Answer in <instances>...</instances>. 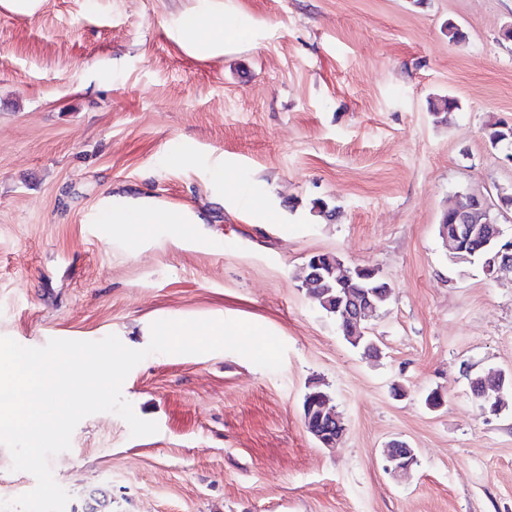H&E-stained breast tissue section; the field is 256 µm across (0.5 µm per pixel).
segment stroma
Segmentation results:
<instances>
[{"instance_id":"35a3bbf8","label":"stroma","mask_w":512,"mask_h":512,"mask_svg":"<svg viewBox=\"0 0 512 512\" xmlns=\"http://www.w3.org/2000/svg\"><path fill=\"white\" fill-rule=\"evenodd\" d=\"M188 12L223 14V44L188 46ZM511 24L512 0H0V337L143 349L156 321L224 319L287 347L277 370L148 356L122 393L157 433L84 418L50 461L65 512H512V393L493 415L471 391L512 373V271L438 235L458 195L512 189L486 137L512 125ZM440 96L460 104L443 123ZM109 195L198 221L130 236L98 223ZM319 253L390 285L379 357L302 288ZM314 381L346 425L334 448L304 423ZM393 440L417 458L403 478ZM387 470L393 476H404L408 474L416 462L413 448L403 441H393L385 448Z\"/></svg>"}]
</instances>
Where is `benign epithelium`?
Listing matches in <instances>:
<instances>
[{
  "mask_svg": "<svg viewBox=\"0 0 512 512\" xmlns=\"http://www.w3.org/2000/svg\"><path fill=\"white\" fill-rule=\"evenodd\" d=\"M491 209L483 195L470 193L459 200L444 213L442 236L444 247L449 257L455 262L470 260V242H477L478 248H491L492 256L487 260L484 270L487 276L494 278L505 269L512 270V239H503V230L496 222L488 221L484 224L471 223V215L478 210L486 213ZM336 311L341 313L342 330L355 340L365 333L362 327L364 321L375 313V305L369 299L366 289L341 291L336 296ZM305 423L312 421L323 427V431L315 434V438L325 447L333 448L341 440L335 435L334 426L342 422L340 415L328 403L321 406L307 407L304 414ZM387 470L394 476L408 474L416 462L414 450L403 441H393L385 448Z\"/></svg>",
  "mask_w": 512,
  "mask_h": 512,
  "instance_id": "7a95c632",
  "label": "benign epithelium"
}]
</instances>
